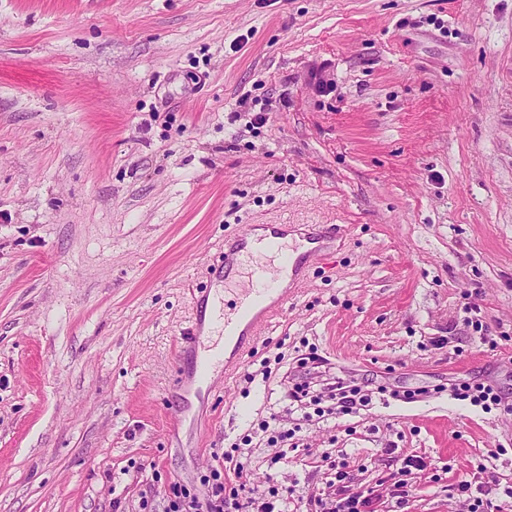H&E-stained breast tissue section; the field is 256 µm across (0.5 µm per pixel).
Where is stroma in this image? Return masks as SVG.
I'll return each mask as SVG.
<instances>
[{
  "instance_id": "1",
  "label": "stroma",
  "mask_w": 512,
  "mask_h": 512,
  "mask_svg": "<svg viewBox=\"0 0 512 512\" xmlns=\"http://www.w3.org/2000/svg\"><path fill=\"white\" fill-rule=\"evenodd\" d=\"M286 221L334 235L199 384L198 289ZM340 377L388 394L288 398ZM464 381L512 398V0H0V512H165L246 436L263 494L419 455L408 512L481 463L512 512V414ZM329 393L326 397L336 401V411L344 415L356 414L359 410L369 407L372 403V396L369 390H362L357 385H344L340 378L336 379L335 384L328 388ZM453 396L458 400H469L472 405L480 406L483 410L491 411L495 408L512 412V403L492 385L460 383L453 389Z\"/></svg>"
}]
</instances>
